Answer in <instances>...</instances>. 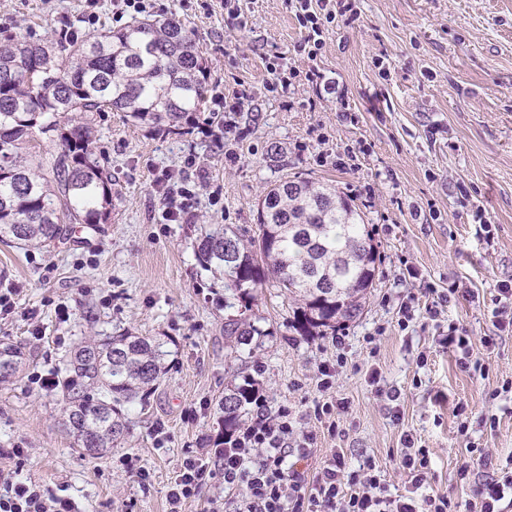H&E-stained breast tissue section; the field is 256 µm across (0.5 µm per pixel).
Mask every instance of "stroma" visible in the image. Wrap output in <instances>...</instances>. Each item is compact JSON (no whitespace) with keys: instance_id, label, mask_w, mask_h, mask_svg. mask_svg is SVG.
<instances>
[{"instance_id":"stroma-1","label":"stroma","mask_w":512,"mask_h":512,"mask_svg":"<svg viewBox=\"0 0 512 512\" xmlns=\"http://www.w3.org/2000/svg\"><path fill=\"white\" fill-rule=\"evenodd\" d=\"M202 3L155 0L193 33L209 94L229 96L243 83L248 107L227 115L205 104L211 129L181 134L98 113L96 154L115 182L111 220L69 230L46 250L0 243V290L11 289L13 302L0 313V344L21 345L27 357L19 380L0 385V471L71 498L80 512H168L186 451L213 457L227 382L253 377L269 411L290 407L310 430L323 398L318 369L341 355L335 395L348 407L334 416L337 432L319 434L306 455L289 450V466L313 475L340 448L350 462L373 459L394 495L405 487L408 431L430 450V491L469 498L471 486L455 481L471 461L469 443L488 448L492 468L512 458V398L491 396L512 378V335L491 353L481 344L497 286L512 281V0H358L355 21L325 27L314 60L299 50L304 33L286 0H240L237 21ZM98 15L89 25L83 0H0V38L119 29L112 0H100ZM274 55L297 74L290 98L266 89ZM312 69L319 85L305 79ZM349 151L354 167H337ZM189 157L204 176L197 209L163 223L154 182L165 170L186 175ZM293 175L333 182L354 200L379 245L376 286L339 348L328 335H298L287 295L266 285L253 308L262 336L251 352L227 355L224 289L199 265L195 240L206 224L258 235L264 188ZM436 291L449 298L433 318L426 306ZM405 303L413 318L402 329ZM452 323L485 373L463 370L440 346ZM126 331L162 343L168 369L146 405L128 407L122 443L91 457L63 425L57 387L33 378L57 375L81 341ZM491 415L497 427H479ZM128 458L150 471L148 483Z\"/></svg>"}]
</instances>
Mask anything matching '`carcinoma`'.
Wrapping results in <instances>:
<instances>
[{
  "instance_id": "carcinoma-1",
  "label": "carcinoma",
  "mask_w": 512,
  "mask_h": 512,
  "mask_svg": "<svg viewBox=\"0 0 512 512\" xmlns=\"http://www.w3.org/2000/svg\"><path fill=\"white\" fill-rule=\"evenodd\" d=\"M206 83L196 43L174 17L144 16L50 44L0 40V240L46 249L71 224L106 223L112 174L96 155L94 113L124 112L172 133L196 124ZM37 133L56 138L49 176L19 152ZM257 220L256 237L207 224L196 243L199 264L224 284V309L235 310L224 324L229 352L263 335L252 311L271 281L288 292L301 336H325L362 313L380 254L351 199L333 185L284 178L263 191ZM22 356L18 347L0 349L1 384L16 378ZM164 356L161 343L128 334L76 348L57 384L76 447L95 456L126 436L125 406L146 403L166 373ZM253 386L245 376L224 392V435L241 426Z\"/></svg>"
}]
</instances>
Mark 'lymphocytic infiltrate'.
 I'll return each mask as SVG.
<instances>
[{"instance_id": "f902f5d3", "label": "lymphocytic infiltrate", "mask_w": 512, "mask_h": 512, "mask_svg": "<svg viewBox=\"0 0 512 512\" xmlns=\"http://www.w3.org/2000/svg\"><path fill=\"white\" fill-rule=\"evenodd\" d=\"M356 0H289L301 27L307 31L309 57L322 48V28L337 16L353 11ZM255 410L247 423L214 452V462L186 458L168 494L170 512H181L184 501L195 497L208 478L222 474L225 488L240 491L236 512H512V467L498 468L481 482H473L472 465H486L489 453L470 445L471 464L458 468L456 479L472 485L471 498L458 500L427 493L432 457L405 434L401 465L408 475L404 493L389 495L379 468L366 460L349 469L343 453L324 461L312 477L286 468L288 442L298 438L308 448L317 441L314 431L298 428L287 409L269 412L262 396H254ZM0 512H76L67 497H55L32 482L0 473Z\"/></svg>"}]
</instances>
